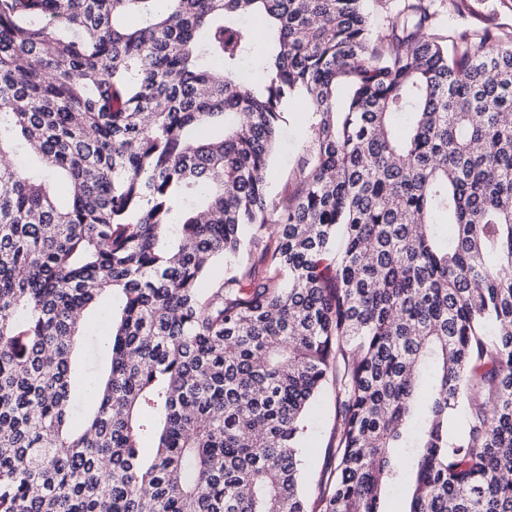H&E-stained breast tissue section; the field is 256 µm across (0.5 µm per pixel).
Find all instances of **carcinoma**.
I'll use <instances>...</instances> for the list:
<instances>
[{"label": "carcinoma", "mask_w": 512, "mask_h": 512, "mask_svg": "<svg viewBox=\"0 0 512 512\" xmlns=\"http://www.w3.org/2000/svg\"><path fill=\"white\" fill-rule=\"evenodd\" d=\"M366 4L0 0V512H512V37ZM311 112H296L285 127L268 171L272 198L278 203L284 194L291 196L297 191L300 170L309 158ZM335 426L336 392L329 378L316 400L314 414L305 432L302 458L311 502L315 500L321 488L329 485L334 474L335 461L331 454H328V448Z\"/></svg>", "instance_id": "carcinoma-1"}]
</instances>
